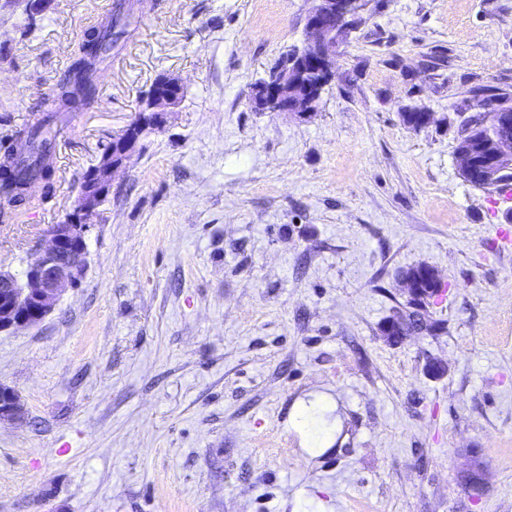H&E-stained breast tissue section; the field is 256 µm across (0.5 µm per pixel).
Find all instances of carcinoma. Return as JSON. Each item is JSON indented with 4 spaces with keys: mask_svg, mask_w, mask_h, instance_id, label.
Returning a JSON list of instances; mask_svg holds the SVG:
<instances>
[{
    "mask_svg": "<svg viewBox=\"0 0 512 512\" xmlns=\"http://www.w3.org/2000/svg\"><path fill=\"white\" fill-rule=\"evenodd\" d=\"M119 14H113L101 26L87 31L80 40L77 49L70 58V63L63 78L55 88L52 99L53 110L43 114L35 123L15 131L14 146L0 156V198L13 206L27 202V190L23 172L33 167L37 169L39 180L50 186L53 177L51 145L58 132V122L69 113L90 108L97 101L96 79L103 63L112 50V45L101 48V39L112 35V30L119 26ZM472 97L482 107L492 98H505L507 94L493 87L480 86L470 90ZM460 136L465 144L476 151H490V119L486 113L475 115V122H465ZM427 266L419 265L406 270L414 277V287L424 291V298L415 297L409 301L410 310L404 312L405 333L428 327L432 331L441 329L437 322L424 323L419 307L436 296L441 289V282L426 275Z\"/></svg>",
    "mask_w": 512,
    "mask_h": 512,
    "instance_id": "cac0c4a2",
    "label": "carcinoma"
}]
</instances>
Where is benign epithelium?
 Masks as SVG:
<instances>
[{
  "instance_id": "7a95c632",
  "label": "benign epithelium",
  "mask_w": 512,
  "mask_h": 512,
  "mask_svg": "<svg viewBox=\"0 0 512 512\" xmlns=\"http://www.w3.org/2000/svg\"><path fill=\"white\" fill-rule=\"evenodd\" d=\"M369 3L370 0H315L307 17L303 46L253 87L252 93L262 92L261 110L293 112L300 117L313 112L323 89L335 78L336 50ZM182 93L174 79L155 84L137 122L107 146L106 157L112 163L90 172L87 188L80 191L66 221L51 226L46 243L22 273L0 269V331L29 328L42 322L64 292L80 286L88 268V234L99 215L101 200L111 190L115 174L136 151L139 138L162 126L164 115L179 104ZM484 110L495 115L493 150L482 160L474 159L471 151H459L457 158L467 171L479 166L481 180L495 184L500 170L512 166V103L496 99L487 103ZM22 418L17 392L1 383L0 421L18 422Z\"/></svg>"
}]
</instances>
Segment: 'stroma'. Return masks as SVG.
I'll return each instance as SVG.
<instances>
[{"label":"stroma","instance_id":"stroma-1","mask_svg":"<svg viewBox=\"0 0 512 512\" xmlns=\"http://www.w3.org/2000/svg\"><path fill=\"white\" fill-rule=\"evenodd\" d=\"M30 2L0 0V153L107 4L127 26L51 188L0 223V267L65 220L159 76L184 96L116 174L81 286L0 332L26 416L0 422V512H512V202L455 155L470 89L512 94V0H372L303 119L250 94L302 46L312 0ZM413 107L432 124L409 127ZM420 264L444 330L388 344Z\"/></svg>","mask_w":512,"mask_h":512}]
</instances>
